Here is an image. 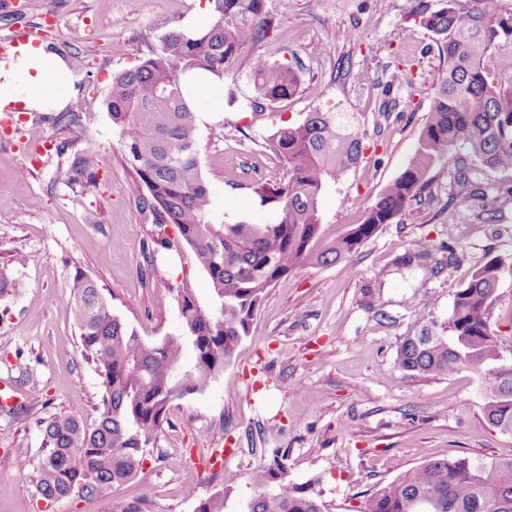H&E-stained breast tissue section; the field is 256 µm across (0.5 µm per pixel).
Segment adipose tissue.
Masks as SVG:
<instances>
[{
  "label": "adipose tissue",
  "mask_w": 512,
  "mask_h": 512,
  "mask_svg": "<svg viewBox=\"0 0 512 512\" xmlns=\"http://www.w3.org/2000/svg\"><path fill=\"white\" fill-rule=\"evenodd\" d=\"M70 72L59 57L31 45L0 62V109L23 103L32 112H48L61 107L60 90Z\"/></svg>",
  "instance_id": "obj_1"
}]
</instances>
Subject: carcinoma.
<instances>
[{
	"mask_svg": "<svg viewBox=\"0 0 512 512\" xmlns=\"http://www.w3.org/2000/svg\"><path fill=\"white\" fill-rule=\"evenodd\" d=\"M214 20L198 34L166 35L158 51L112 78L105 101L134 171L131 187L158 224H173L208 276L215 303L205 309L190 285L173 287L181 320L176 335L148 341L112 312L94 281L76 272L68 302L86 359L102 378L98 417L87 425L74 414L40 422L36 488L55 501L74 492L100 495L132 480L146 453L156 448L172 402L203 391L241 354L266 292L309 261L336 264L391 224L428 188L437 162L457 167L468 183L458 150L487 168L512 169V74L484 67L502 35L512 36V16L500 0L418 3L412 16L436 37L445 69L414 154L381 192L364 220L321 252L319 204L330 183L361 159L363 136L355 118L318 102L299 120H280L265 142L280 157L285 177L256 181L251 192L276 219L263 224L213 220V196L201 171L197 107L183 76L204 71L228 82L247 68V105L256 111L300 92V70L268 60L258 45L275 29L266 0H211ZM502 270L493 257L459 288L445 323L419 317L403 337L397 364L409 376L448 375L464 368L490 379L484 403L489 424L512 433V364L503 362L487 308ZM316 480L288 478L287 455L257 466L253 494L239 512H328ZM233 481L199 500L197 512H226ZM512 512V460L453 456L426 460L386 483L359 512Z\"/></svg>",
	"mask_w": 512,
	"mask_h": 512,
	"instance_id": "cac0c4a2",
	"label": "carcinoma"
}]
</instances>
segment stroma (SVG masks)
<instances>
[{
    "instance_id": "35a3bbf8",
    "label": "stroma",
    "mask_w": 512,
    "mask_h": 512,
    "mask_svg": "<svg viewBox=\"0 0 512 512\" xmlns=\"http://www.w3.org/2000/svg\"><path fill=\"white\" fill-rule=\"evenodd\" d=\"M415 0H266L276 23L262 45L268 58L299 68L306 89L260 112L225 106L199 113L201 166L216 221L261 223L274 210L250 190L282 179L280 158L265 143L277 118L312 111L308 86L359 119L364 151L356 167L324 193V249L360 223L413 153L445 68L431 35L409 14ZM211 21L209 0H14L0 6V39L21 24L51 16L58 31L48 51L79 56L67 91L71 125L53 112H15L13 134L0 139V269L17 283L0 297V382L11 384L27 412L0 410V451L11 487L0 512H195L224 479L234 481L230 508L252 493V470L287 454L288 475L315 489L329 512H357L380 486L428 459H512V434L487 422L484 374L405 375L396 363L419 316L446 320L456 291L491 257L503 273L488 321L512 361V170L469 162L460 189L447 163L433 165L429 189L346 260L308 264L268 289L243 362L224 368L204 390L171 404L156 448L129 483L103 495L41 499L35 476L41 420L66 413L94 423L102 388L86 360L71 310L75 272L93 280L112 310L140 336L177 333L171 284L190 283L202 307L212 303L207 276L187 246L147 260L145 242L177 239L174 225L153 224L130 190L132 168L103 102L114 75L157 51L195 9ZM84 156L94 181L67 179ZM424 240L423 265L397 269L395 259ZM22 263H14L15 254ZM234 454L222 471L200 473L213 449Z\"/></svg>"
}]
</instances>
